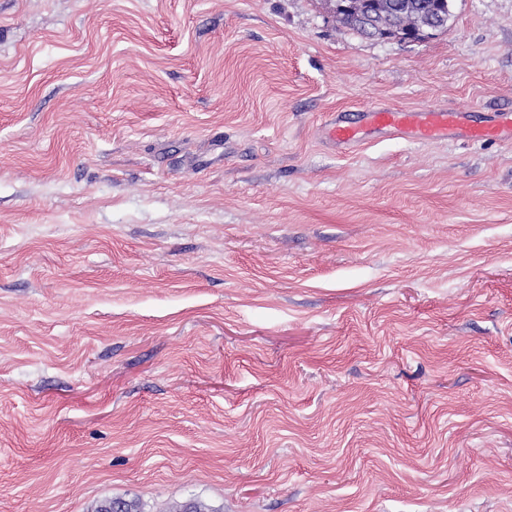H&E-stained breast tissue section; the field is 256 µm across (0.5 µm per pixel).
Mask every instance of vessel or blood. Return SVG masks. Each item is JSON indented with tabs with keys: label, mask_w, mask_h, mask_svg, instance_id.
Wrapping results in <instances>:
<instances>
[{
	"label": "vessel or blood",
	"mask_w": 512,
	"mask_h": 512,
	"mask_svg": "<svg viewBox=\"0 0 512 512\" xmlns=\"http://www.w3.org/2000/svg\"><path fill=\"white\" fill-rule=\"evenodd\" d=\"M461 112L457 109H423L406 111L392 106L375 109L366 108L362 112V123L355 124L342 117H333L328 125L330 140L348 145L366 136L367 129H394L418 140L445 138L464 130L466 136L475 141L494 138L512 139V118L507 113H499L487 124L475 126L460 122Z\"/></svg>",
	"instance_id": "vessel-or-blood-1"
}]
</instances>
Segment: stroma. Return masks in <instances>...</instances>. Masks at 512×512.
<instances>
[{
  "mask_svg": "<svg viewBox=\"0 0 512 512\" xmlns=\"http://www.w3.org/2000/svg\"><path fill=\"white\" fill-rule=\"evenodd\" d=\"M0 0V512H512V0ZM338 1L327 0L336 22L362 36L382 39L402 41L409 31L428 29L433 38L448 29L451 17L450 0H349V10H337ZM461 112L452 108L406 111L393 106L381 109L368 107L362 110L364 124L348 122L339 114L334 116L328 125V137L337 144L349 145L363 140L366 136V128H374L394 129L414 139L429 140L448 138L459 127H463L466 136L475 141L494 138L512 139V118L510 121L508 112H500L487 124L480 126L461 125Z\"/></svg>",
  "mask_w": 512,
  "mask_h": 512,
  "instance_id": "1",
  "label": "stroma"
}]
</instances>
